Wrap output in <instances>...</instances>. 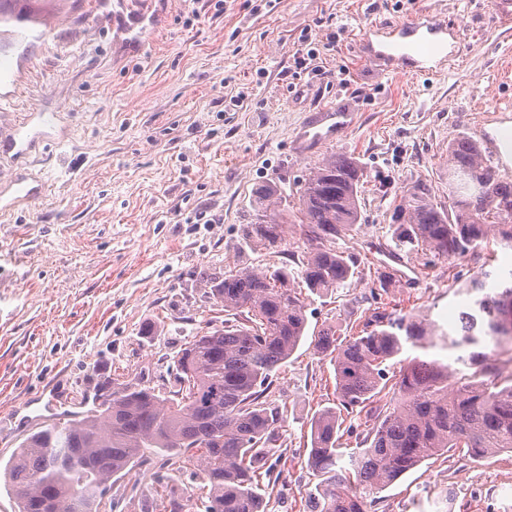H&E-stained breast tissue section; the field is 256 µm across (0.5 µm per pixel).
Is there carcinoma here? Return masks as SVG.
I'll return each mask as SVG.
<instances>
[{
  "instance_id": "carcinoma-1",
  "label": "carcinoma",
  "mask_w": 512,
  "mask_h": 512,
  "mask_svg": "<svg viewBox=\"0 0 512 512\" xmlns=\"http://www.w3.org/2000/svg\"><path fill=\"white\" fill-rule=\"evenodd\" d=\"M363 176L354 158L332 156L312 169L296 202L264 224L244 225L243 243L254 252H276L298 234L305 245L298 269L202 273L224 307V325L184 344L169 384L107 381L109 394L94 411L28 436L4 468L18 512H100L112 479L149 455L194 463L191 477L206 490L204 512H262V484H278L276 462L287 450V415L272 399L273 373L307 336L309 294L333 292L354 277L357 259L334 243L360 221ZM394 212L399 250L462 257L491 234L512 248V178L501 177L465 133L448 143V201L420 181ZM485 287L472 283L483 292L476 301L482 318L464 312L454 332L441 334L448 349H469L463 364L473 369L451 388L454 369L427 355L435 342L406 315L375 311L341 342L332 327L312 335L315 354L334 367L337 406L309 419L315 483L307 512H369L395 480L450 449L464 459L512 452V374L502 375L482 351L486 342L512 345V280L488 293ZM408 347L412 358L403 357ZM392 365L399 367L392 394L400 402L381 397ZM342 410L372 421L355 433L350 450ZM150 508L182 512L178 490L155 492Z\"/></svg>"
}]
</instances>
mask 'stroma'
<instances>
[{
    "mask_svg": "<svg viewBox=\"0 0 512 512\" xmlns=\"http://www.w3.org/2000/svg\"><path fill=\"white\" fill-rule=\"evenodd\" d=\"M429 9L457 32L459 54L426 82L388 76L364 55L360 34ZM158 27L141 39L113 22L105 0H0V30L37 20L4 85L0 135L22 122L47 134L22 157H0V467L49 422L48 406L75 407L104 379L157 384L180 347L221 324L202 271L260 269L285 254L251 252L241 228L257 221V191L279 181L293 194L315 164L354 157L364 170L361 222L336 241L361 274L312 296L310 332L343 338L374 309H397L450 329L475 312L474 279L512 272L497 238L461 258L396 249L393 208L417 181L448 197V141L491 136L512 160V18L500 0H132ZM305 68H297L299 57ZM354 97L356 123L320 151L291 145L305 116ZM43 185L26 200L10 189ZM394 273L382 291L372 271ZM285 402L288 452L267 512H306L308 419L336 404L333 367L302 343L274 377ZM184 458L152 457L113 481L115 512H142L155 473L195 505ZM374 512H512V453L470 463L445 453L381 494Z\"/></svg>",
    "mask_w": 512,
    "mask_h": 512,
    "instance_id": "35a3bbf8",
    "label": "stroma"
}]
</instances>
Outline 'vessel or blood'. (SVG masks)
<instances>
[{
  "label": "vessel or blood",
  "instance_id": "b4317fda",
  "mask_svg": "<svg viewBox=\"0 0 512 512\" xmlns=\"http://www.w3.org/2000/svg\"><path fill=\"white\" fill-rule=\"evenodd\" d=\"M448 22L431 11L390 25L365 28L360 42L382 72L415 77H436L443 73L452 55L448 47ZM349 104L339 103L313 111L298 126L295 149L310 152L314 147L335 142L353 123Z\"/></svg>",
  "mask_w": 512,
  "mask_h": 512
}]
</instances>
